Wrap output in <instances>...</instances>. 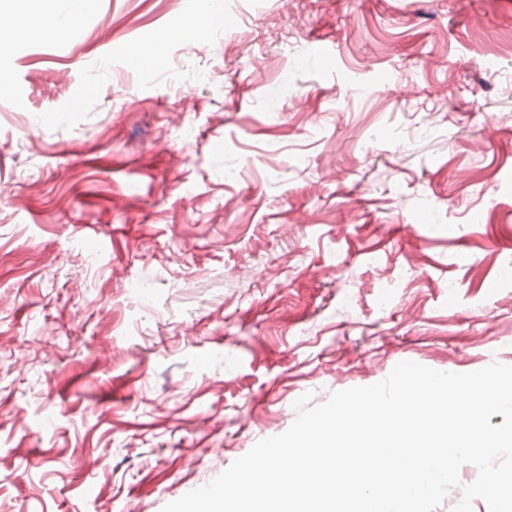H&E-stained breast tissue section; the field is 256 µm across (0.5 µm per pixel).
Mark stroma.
I'll list each match as a JSON object with an SVG mask.
<instances>
[{
	"label": "stroma",
	"instance_id": "1",
	"mask_svg": "<svg viewBox=\"0 0 512 512\" xmlns=\"http://www.w3.org/2000/svg\"><path fill=\"white\" fill-rule=\"evenodd\" d=\"M219 2L221 43L97 0L111 41L0 47V512H161L304 393L512 365V0ZM122 53H125L132 62L149 60L158 65L161 62L159 45L156 43H142L132 46L122 47Z\"/></svg>",
	"mask_w": 512,
	"mask_h": 512
}]
</instances>
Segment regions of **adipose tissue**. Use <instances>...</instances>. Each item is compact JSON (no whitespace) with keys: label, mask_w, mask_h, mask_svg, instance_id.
Segmentation results:
<instances>
[{"label":"adipose tissue","mask_w":512,"mask_h":512,"mask_svg":"<svg viewBox=\"0 0 512 512\" xmlns=\"http://www.w3.org/2000/svg\"><path fill=\"white\" fill-rule=\"evenodd\" d=\"M25 9L18 15V24L28 35L67 38L80 26L82 18L94 7V0H69L66 17H58L54 0H23Z\"/></svg>","instance_id":"ef3b65f1"}]
</instances>
